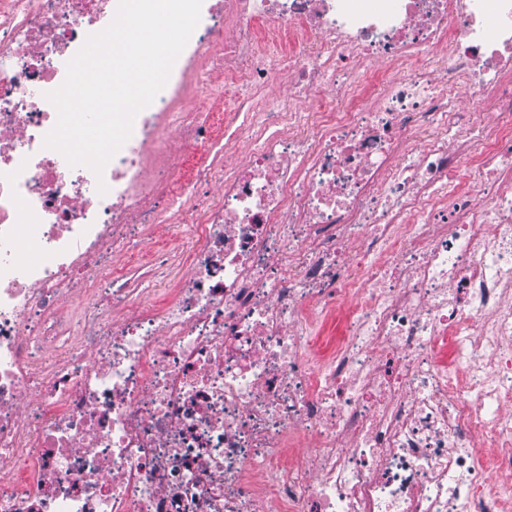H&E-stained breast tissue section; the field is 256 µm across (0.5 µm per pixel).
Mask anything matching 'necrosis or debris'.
<instances>
[{
  "instance_id": "obj_1",
  "label": "necrosis or debris",
  "mask_w": 512,
  "mask_h": 512,
  "mask_svg": "<svg viewBox=\"0 0 512 512\" xmlns=\"http://www.w3.org/2000/svg\"><path fill=\"white\" fill-rule=\"evenodd\" d=\"M117 6L0 0V512H512V0H202L98 178L45 95ZM191 225L192 224H182L178 227L172 226L170 228L168 224H156L153 230L152 240L148 239L150 237L146 236L143 244L139 247V253H135L133 257H130V255H128V257L118 255L114 261L117 265H125L126 268H130V275H132L135 272L134 266L141 258L142 254L147 250L163 246L170 234L173 233L182 236V239L187 243L193 233V227ZM136 275H138V273Z\"/></svg>"
}]
</instances>
